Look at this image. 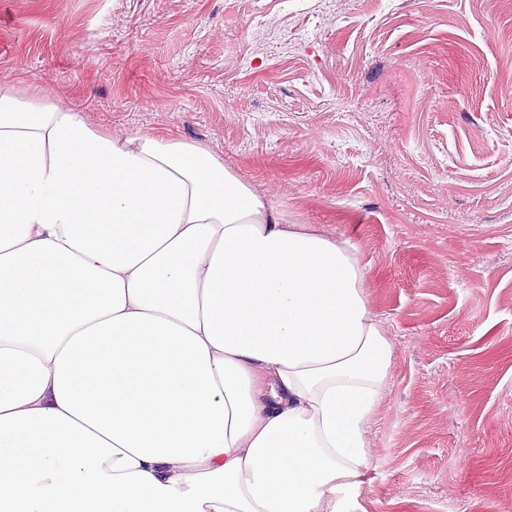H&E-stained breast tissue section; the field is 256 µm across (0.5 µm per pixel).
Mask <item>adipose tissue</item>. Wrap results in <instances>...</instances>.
Masks as SVG:
<instances>
[{"label": "adipose tissue", "mask_w": 512, "mask_h": 512, "mask_svg": "<svg viewBox=\"0 0 512 512\" xmlns=\"http://www.w3.org/2000/svg\"><path fill=\"white\" fill-rule=\"evenodd\" d=\"M392 357L348 244L0 87V512H336Z\"/></svg>", "instance_id": "1"}]
</instances>
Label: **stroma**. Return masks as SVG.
<instances>
[{
	"mask_svg": "<svg viewBox=\"0 0 512 512\" xmlns=\"http://www.w3.org/2000/svg\"><path fill=\"white\" fill-rule=\"evenodd\" d=\"M1 85L352 244L394 354L340 512H512V0H0Z\"/></svg>",
	"mask_w": 512,
	"mask_h": 512,
	"instance_id": "1",
	"label": "stroma"
}]
</instances>
